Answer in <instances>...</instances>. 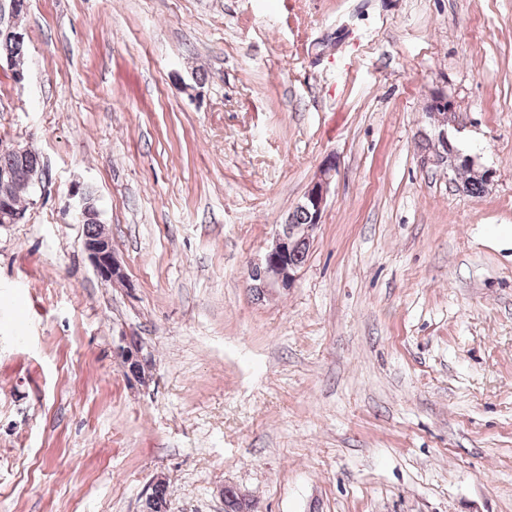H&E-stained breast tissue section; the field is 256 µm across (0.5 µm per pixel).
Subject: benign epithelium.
Segmentation results:
<instances>
[{"instance_id":"1","label":"benign epithelium","mask_w":512,"mask_h":512,"mask_svg":"<svg viewBox=\"0 0 512 512\" xmlns=\"http://www.w3.org/2000/svg\"><path fill=\"white\" fill-rule=\"evenodd\" d=\"M427 115L437 147L431 155L425 157V161L436 166H444L454 172L457 170L458 160L461 159L472 178L483 182L486 186L489 185L492 182L493 171L481 166L475 157L462 154V151L449 139V130L458 125V112L448 94L438 92L431 95L427 105ZM335 172V162L325 161L317 179L296 205V208L308 212L311 223L288 224L285 222L276 225L273 241L263 257L256 263H249L247 267V278L251 279L250 287L264 295L272 290L288 289L295 283L300 267L288 263V256L300 242H311L314 230L322 222L331 179ZM22 217L23 213L15 209L10 197H0V224H16ZM85 249L101 281L112 282L125 278L122 263L112 249V243L108 237L99 236L86 240ZM121 353L128 365L142 366L146 363L142 346L133 336L121 338Z\"/></svg>"}]
</instances>
